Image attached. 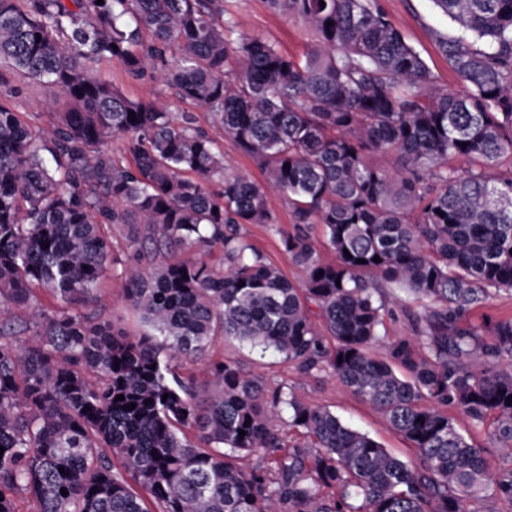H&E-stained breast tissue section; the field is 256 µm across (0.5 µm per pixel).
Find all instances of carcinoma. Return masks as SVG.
Wrapping results in <instances>:
<instances>
[{"label": "carcinoma", "instance_id": "obj_1", "mask_svg": "<svg viewBox=\"0 0 512 512\" xmlns=\"http://www.w3.org/2000/svg\"><path fill=\"white\" fill-rule=\"evenodd\" d=\"M267 2L313 30L305 58L233 36L224 0H0V60L56 89L47 129L0 102V512H18L22 495L37 512H461L466 499L494 512L493 500L512 501V469L490 473L448 415L493 419L512 457V319L470 318L512 294V166H499L512 159V0H433L460 29L441 49L463 94L440 85L377 0ZM87 61L173 87L263 180L229 172L190 119L126 97ZM111 138L127 162L104 148ZM272 191L288 200L296 232L283 244L299 285L236 231L278 223ZM111 226L134 247L123 268L143 323L134 335L82 312L112 266ZM40 288L56 308L36 304ZM396 303L411 334L377 359ZM217 336L330 373L416 461L212 359ZM182 360L206 362L212 383L183 381ZM285 415L310 447L284 446Z\"/></svg>", "mask_w": 512, "mask_h": 512}]
</instances>
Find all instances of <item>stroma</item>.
I'll use <instances>...</instances> for the list:
<instances>
[{
    "label": "stroma",
    "instance_id": "obj_1",
    "mask_svg": "<svg viewBox=\"0 0 512 512\" xmlns=\"http://www.w3.org/2000/svg\"><path fill=\"white\" fill-rule=\"evenodd\" d=\"M378 4L405 40L420 52L440 83L453 92H464V85L449 70L440 49L441 40L452 35L456 25L435 6L433 0H378ZM224 10L226 17L233 22L236 33L264 37L285 53L303 56L314 42L313 33L306 23L276 13L267 0H224ZM97 70L131 99L160 97L168 101L174 116L194 113L197 126L222 147L225 163L230 170L261 180V172L225 137L218 121L210 113L193 112L191 105L180 100L172 87L147 78H129L115 63L100 64ZM0 78L4 79L6 87L16 89L17 95L12 98L11 104L21 112L23 118L34 126L45 125L48 117L42 103L53 95V87L23 78L1 62ZM270 202L278 218L276 224H244L239 232L247 243L265 254L291 281H302L304 271L292 264L283 246L284 237L294 230L288 203L275 195L271 196ZM132 253L125 231L114 228L112 255L115 262L101 281L96 301L90 307L91 313L114 320L129 330L140 326L137 315L124 302L127 282L121 270ZM211 352L214 357L224 359L244 373L261 377L268 389L294 392L309 404L328 409L349 426L367 433L393 455L405 461L414 460L415 451L411 444L394 430L387 418L330 374H303L280 356L260 353L231 338L216 339Z\"/></svg>",
    "mask_w": 512,
    "mask_h": 512
}]
</instances>
